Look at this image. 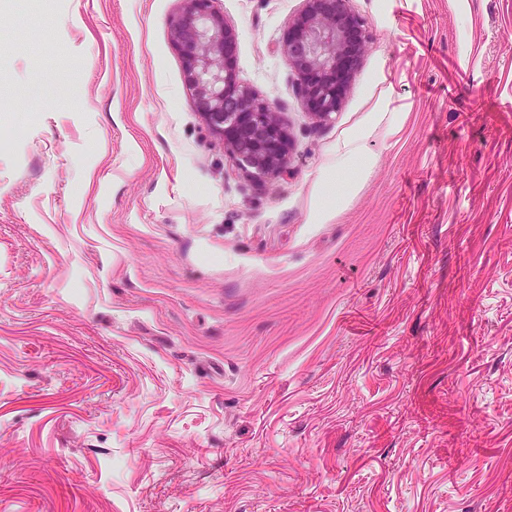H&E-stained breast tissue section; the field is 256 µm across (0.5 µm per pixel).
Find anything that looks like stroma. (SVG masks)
I'll return each mask as SVG.
<instances>
[{"label":"stroma","instance_id":"1","mask_svg":"<svg viewBox=\"0 0 512 512\" xmlns=\"http://www.w3.org/2000/svg\"><path fill=\"white\" fill-rule=\"evenodd\" d=\"M304 5L216 0L281 178L197 111L180 0H0V512H512V0H351L321 123ZM283 53L299 79L303 111L319 121L339 112L368 44L351 0H304ZM365 135H359L351 138L344 143L340 149L341 155L345 161L353 160L356 162L354 177H347L343 167H337L336 172L333 171L323 184L321 203L316 214V222L322 223L331 217L335 212V208L324 202L327 197L334 198L336 195V203L339 201L343 192L350 193L360 183L363 175L367 172L373 162V157L367 152L365 147Z\"/></svg>","mask_w":512,"mask_h":512}]
</instances>
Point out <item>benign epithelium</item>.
Returning <instances> with one entry per match:
<instances>
[{
  "mask_svg": "<svg viewBox=\"0 0 512 512\" xmlns=\"http://www.w3.org/2000/svg\"><path fill=\"white\" fill-rule=\"evenodd\" d=\"M169 23L184 79L209 129L239 166L256 175H286L290 140L278 112L242 84L236 36L215 0H181ZM283 53L299 79L303 111L319 121L341 109L368 44L366 21L351 0H304Z\"/></svg>",
  "mask_w": 512,
  "mask_h": 512,
  "instance_id": "obj_1",
  "label": "benign epithelium"
}]
</instances>
